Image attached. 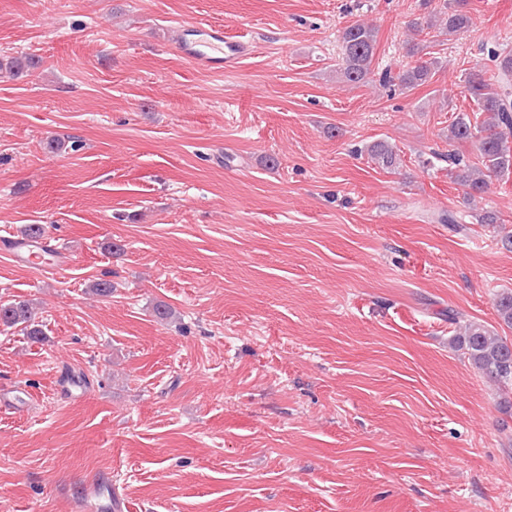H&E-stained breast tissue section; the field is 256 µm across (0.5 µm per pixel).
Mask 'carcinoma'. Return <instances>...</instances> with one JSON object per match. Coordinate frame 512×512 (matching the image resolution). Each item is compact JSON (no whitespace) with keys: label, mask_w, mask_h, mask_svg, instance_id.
Returning a JSON list of instances; mask_svg holds the SVG:
<instances>
[{"label":"carcinoma","mask_w":512,"mask_h":512,"mask_svg":"<svg viewBox=\"0 0 512 512\" xmlns=\"http://www.w3.org/2000/svg\"><path fill=\"white\" fill-rule=\"evenodd\" d=\"M466 5L467 0H453V6L444 12L443 32L453 34L468 27L470 17L465 11ZM341 40L343 57L338 71L340 78L354 85L366 82L372 74L376 42L374 29L354 22L344 27ZM483 53L497 72V83H489L477 70L467 74L465 88L477 111L488 114V119L478 125L467 114L460 113L450 125V140L478 139L482 167L467 164L464 157L457 153L437 155L439 160L448 162L455 178L467 186L472 195L485 192L488 178L512 173V49L495 44L484 47ZM437 64L434 58L418 61L394 76L387 69L379 74V82L384 86L396 83L403 89L413 88L425 83ZM39 66V59L26 56L1 62L0 70L18 78L31 75ZM366 152L370 160L384 170H392L401 162L398 150L385 140L372 142L366 147ZM496 309L501 320L512 326V292L497 297ZM0 323L9 327L22 324L26 334L33 339L42 334L24 302L1 303ZM453 343L489 379L512 383V342L490 335L479 323H470L465 326L463 335L453 338Z\"/></svg>","instance_id":"carcinoma-1"}]
</instances>
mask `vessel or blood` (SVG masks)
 Wrapping results in <instances>:
<instances>
[{
	"instance_id": "b4317fda",
	"label": "vessel or blood",
	"mask_w": 512,
	"mask_h": 512,
	"mask_svg": "<svg viewBox=\"0 0 512 512\" xmlns=\"http://www.w3.org/2000/svg\"><path fill=\"white\" fill-rule=\"evenodd\" d=\"M178 48L196 66L224 72L235 67L244 46L239 41L225 37L220 27L194 25L182 30ZM12 250L15 259L24 266L47 271L49 262L44 258L47 250L44 240H18L13 243Z\"/></svg>"
}]
</instances>
